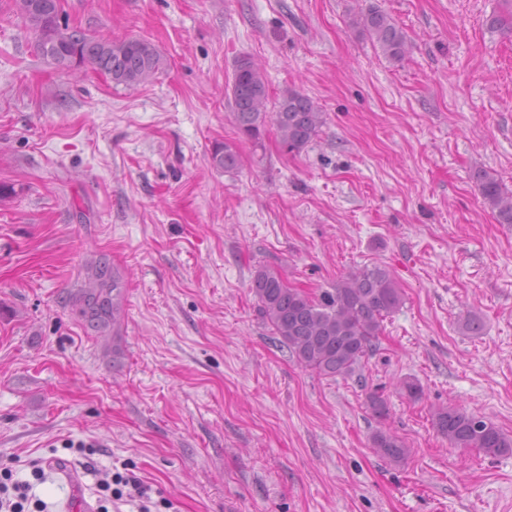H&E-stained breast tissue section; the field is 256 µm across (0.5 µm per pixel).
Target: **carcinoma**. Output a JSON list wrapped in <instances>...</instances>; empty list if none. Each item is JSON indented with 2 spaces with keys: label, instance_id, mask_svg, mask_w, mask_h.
Listing matches in <instances>:
<instances>
[{
  "label": "carcinoma",
  "instance_id": "carcinoma-1",
  "mask_svg": "<svg viewBox=\"0 0 512 512\" xmlns=\"http://www.w3.org/2000/svg\"><path fill=\"white\" fill-rule=\"evenodd\" d=\"M14 4L24 28L34 33L40 55L61 70L90 67L117 85L136 88L161 69L160 53L145 38H114L60 25V0H14ZM504 4L505 10L491 17L490 26L512 35V0H504ZM354 24L374 38L391 60L405 59L406 36L379 4L371 2L360 8ZM231 99L238 131L257 144L270 122L282 147L298 153L325 124L324 112L296 89L288 88L279 99L270 101L264 72L248 57L235 63ZM211 162L216 168L231 171L238 167L239 154L234 145L219 143L212 149ZM476 181L485 206L498 223L512 224V193L486 171L477 173ZM96 278L98 287L88 288L82 295L81 312L91 327L112 328V354L117 358L123 352L119 325L126 288L120 273L107 264L99 266ZM252 292L273 335L297 362L330 378L355 374L377 348L384 319L402 303L401 289L380 266L353 270L332 288L313 296L290 286L279 271L260 267L252 279ZM433 423L455 448H476L491 457L512 452V436L461 407L437 409ZM371 448L393 462L409 454L399 437L385 431L371 436Z\"/></svg>",
  "mask_w": 512,
  "mask_h": 512
}]
</instances>
